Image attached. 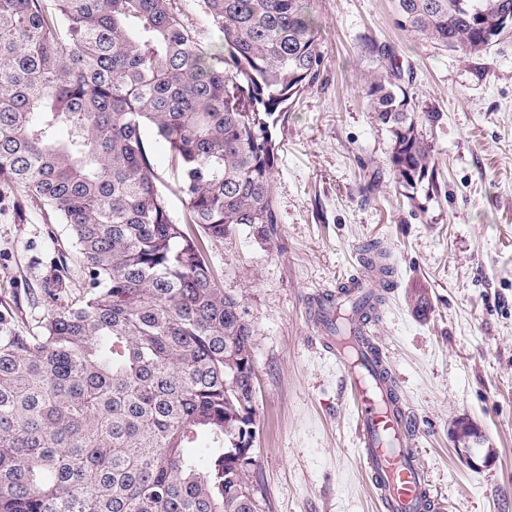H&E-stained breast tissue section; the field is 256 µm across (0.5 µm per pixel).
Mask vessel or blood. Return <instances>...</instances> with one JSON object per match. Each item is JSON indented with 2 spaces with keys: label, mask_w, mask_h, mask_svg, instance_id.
<instances>
[{
  "label": "vessel or blood",
  "mask_w": 512,
  "mask_h": 512,
  "mask_svg": "<svg viewBox=\"0 0 512 512\" xmlns=\"http://www.w3.org/2000/svg\"><path fill=\"white\" fill-rule=\"evenodd\" d=\"M386 277L378 263L365 276L348 279L344 304L361 306ZM335 297H323L315 320L325 331L324 344L344 374L353 400L358 454L364 461L382 512H444L429 488L416 450L419 428L400 402L389 363L369 336L341 338L333 332Z\"/></svg>",
  "instance_id": "b4317fda"
}]
</instances>
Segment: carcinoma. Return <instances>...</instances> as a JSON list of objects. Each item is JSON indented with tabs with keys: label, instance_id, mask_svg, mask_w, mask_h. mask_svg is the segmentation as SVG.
I'll return each instance as SVG.
<instances>
[{
	"label": "carcinoma",
	"instance_id": "1",
	"mask_svg": "<svg viewBox=\"0 0 512 512\" xmlns=\"http://www.w3.org/2000/svg\"><path fill=\"white\" fill-rule=\"evenodd\" d=\"M0 0V183L69 226L88 293L37 332L0 313V512H257L255 330L193 230L280 223L272 129L323 62L315 0ZM401 28L479 55L512 0H394ZM395 69L365 80L390 162L434 172ZM168 149L172 216L147 135ZM210 442L199 460L185 449ZM195 3L193 0H171L172 7L182 14L185 25L202 44L223 47V35L204 23Z\"/></svg>",
	"mask_w": 512,
	"mask_h": 512
}]
</instances>
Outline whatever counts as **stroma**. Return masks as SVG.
I'll list each match as a JSON object with an SVG mask.
<instances>
[{
  "label": "stroma",
  "instance_id": "stroma-1",
  "mask_svg": "<svg viewBox=\"0 0 512 512\" xmlns=\"http://www.w3.org/2000/svg\"><path fill=\"white\" fill-rule=\"evenodd\" d=\"M324 63L273 130L271 243L240 225L205 238L223 288L253 325L258 512H379L357 453L351 398L314 325L318 299L361 274L368 246L392 266L373 328L446 512H512V32L480 56L418 41L393 0H317ZM398 67L435 160L408 191L372 118L365 73ZM67 301L87 291L66 225L0 185V313L38 330L56 275ZM477 427L493 461L455 452L458 423Z\"/></svg>",
  "mask_w": 512,
  "mask_h": 512
}]
</instances>
